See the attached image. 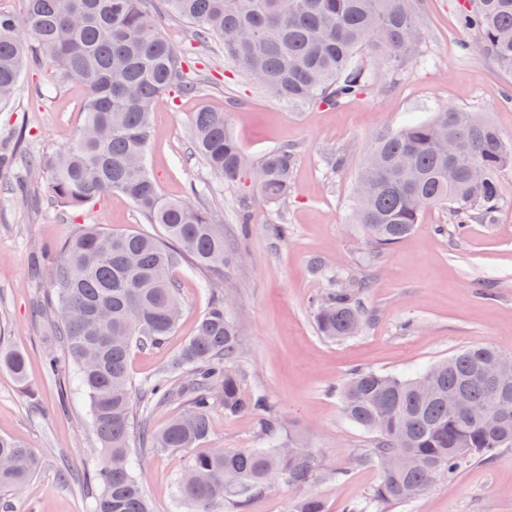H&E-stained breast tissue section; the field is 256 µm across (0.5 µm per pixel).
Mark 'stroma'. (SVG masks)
Masks as SVG:
<instances>
[{"instance_id": "obj_1", "label": "stroma", "mask_w": 512, "mask_h": 512, "mask_svg": "<svg viewBox=\"0 0 512 512\" xmlns=\"http://www.w3.org/2000/svg\"><path fill=\"white\" fill-rule=\"evenodd\" d=\"M464 0H413L423 30L422 61L399 80L335 106L291 107L262 91L224 59L219 42L198 45L191 24L161 11L162 33L190 60L196 93L161 100L153 114L148 164L162 194L182 199L189 187L195 205L211 210L231 250L233 271L224 297L241 324L244 394L264 393L276 406L280 434L309 448L317 459L310 486L325 512L370 496L375 468L358 464L372 437L346 421L337 391L355 369L410 373L472 345L489 344L512 356V168L499 177L501 203L493 222L466 225L461 234L438 235L448 211L427 209L420 224L375 260L364 254V236L351 216L355 179L375 138L408 119L445 105L489 117L512 140V74L480 55L466 56L459 26ZM50 71L31 59L13 101L0 108V150L21 144L23 156L0 167V346L27 359V383L0 371V435L17 439L41 457V469L24 487L0 493V512H93L98 486L88 400L75 388L61 390L44 373L43 358L58 349L53 315L44 308L47 289L36 273L44 245L58 243L84 224L158 234L124 196L110 194L74 211L48 201L29 205L18 196L25 154H51L70 143L83 121L86 91L78 84L51 95L40 89ZM223 113L247 164L288 143L297 160L288 198L263 199L255 185L229 188L194 152L193 115ZM344 155L341 171L330 160ZM250 214L248 234L235 216ZM284 224L278 239L270 227ZM183 311L164 345L133 350L134 383L161 374L193 336L208 307L205 274L181 262L175 270ZM339 279L359 288L368 314L361 335L331 342L314 324L311 297ZM259 442L252 415L211 414V433L199 446L252 448ZM144 491L155 512H177L173 480L185 456L136 452ZM394 512H512V448L488 460H470L456 477L440 478L422 498Z\"/></svg>"}]
</instances>
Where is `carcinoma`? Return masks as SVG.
I'll return each instance as SVG.
<instances>
[{
	"label": "carcinoma",
	"mask_w": 512,
	"mask_h": 512,
	"mask_svg": "<svg viewBox=\"0 0 512 512\" xmlns=\"http://www.w3.org/2000/svg\"><path fill=\"white\" fill-rule=\"evenodd\" d=\"M22 11L0 12V106L12 101L29 56L52 67L44 84L51 93L72 82L87 89L84 122L75 139L57 152L30 159L29 171L44 183L23 181L25 197L45 194L73 210L93 199L121 193L162 230V236L111 231L85 224L74 236L45 249L38 275L54 296L57 335L79 389L88 398L100 455L94 480L100 487L93 512H152L131 448L134 402L128 361L134 349H153L180 317L181 261L210 276V304L197 330L165 375L145 383L151 405L185 402L184 412L155 432L144 421L150 449L183 452L175 498L187 512H221L268 489L271 482L302 489L313 480L316 459L307 448L285 445L276 407L267 396L241 394L235 368L239 324L217 285L231 274L230 251L212 212L189 200L161 194L149 173L146 150L152 112L171 93L192 94L197 79L184 52L159 30L144 0H21ZM165 10L193 25L195 39L216 38L247 78L290 106L335 105L397 80L420 58L421 40L410 0H162ZM460 25L474 37L461 44L512 72V0H465ZM384 66L367 69L363 52ZM192 142L208 168L237 186L254 176L262 196L288 198L296 150L284 144L248 172L224 113L202 109L192 120ZM512 168V142L486 117L447 106L425 121L378 135L357 182L354 223L365 245L379 255L420 223L425 209H448L444 233L465 224L489 223L500 205L499 176ZM319 333L333 341L357 335L364 312L357 292L336 281L313 297ZM501 354L476 345L439 361L414 377L354 370L340 388L346 420L372 435L360 456L380 480L370 497L343 512H392L424 496L442 475L453 476L465 459L485 460L512 447V373L495 384L480 373ZM0 369L23 384L27 363L20 351H0ZM460 396L486 410L483 422L451 411ZM228 414L260 420V448L190 450L210 434L216 401ZM41 467L24 444L0 436V489L18 488ZM289 512H324L306 494Z\"/></svg>",
	"instance_id": "1"
}]
</instances>
